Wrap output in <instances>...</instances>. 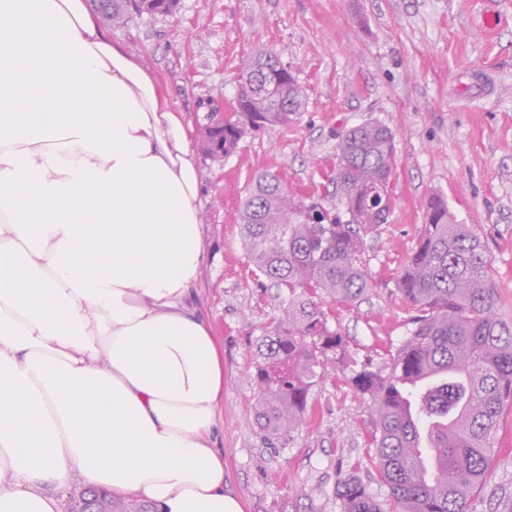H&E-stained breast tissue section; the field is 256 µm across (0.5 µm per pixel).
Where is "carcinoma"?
Masks as SVG:
<instances>
[{
  "instance_id": "obj_1",
  "label": "carcinoma",
  "mask_w": 512,
  "mask_h": 512,
  "mask_svg": "<svg viewBox=\"0 0 512 512\" xmlns=\"http://www.w3.org/2000/svg\"><path fill=\"white\" fill-rule=\"evenodd\" d=\"M89 2L113 28L145 13L139 0ZM249 66L236 110L224 113L226 158L250 132L287 127L305 108L303 87L274 52L256 50ZM275 79L281 91L265 93ZM336 150L332 183L343 214L284 194L276 171L261 174L241 201L247 262L286 301L257 342L253 423L269 441L290 435L304 422L327 365L337 364L367 401L371 445L394 512H467L486 484L498 421L512 407V320L499 312L485 244L469 225L456 223L441 197H430L418 244L395 280L414 312L411 328L388 370L357 363L322 299L354 304L371 291L365 238L391 213L394 134L365 121ZM337 496L342 512H385L355 475L339 478Z\"/></svg>"
}]
</instances>
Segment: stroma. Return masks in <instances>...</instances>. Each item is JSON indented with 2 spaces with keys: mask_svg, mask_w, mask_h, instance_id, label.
<instances>
[{
  "mask_svg": "<svg viewBox=\"0 0 512 512\" xmlns=\"http://www.w3.org/2000/svg\"><path fill=\"white\" fill-rule=\"evenodd\" d=\"M113 40L155 71L193 128L232 103L253 51L295 68L307 103L298 121L247 136L217 164L198 158L206 262L193 303L224 347L221 416L225 479L245 512H341L342 474L388 503L366 404L341 369L326 370L304 423L268 445L252 425L254 349L283 313L279 290L257 280L241 244L238 209L255 178L279 172L291 194L339 210L330 175L336 145L368 120L396 144L393 207L365 259L373 287L323 308L352 356L386 367L411 316L395 279L437 193L481 236L500 309L512 318V0H180L172 16L142 15ZM488 480L469 512H512V411L496 431Z\"/></svg>",
  "mask_w": 512,
  "mask_h": 512,
  "instance_id": "obj_1",
  "label": "stroma"
}]
</instances>
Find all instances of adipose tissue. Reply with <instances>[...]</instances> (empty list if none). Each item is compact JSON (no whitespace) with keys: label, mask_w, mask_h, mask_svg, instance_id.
Masks as SVG:
<instances>
[{"label":"adipose tissue","mask_w":512,"mask_h":512,"mask_svg":"<svg viewBox=\"0 0 512 512\" xmlns=\"http://www.w3.org/2000/svg\"><path fill=\"white\" fill-rule=\"evenodd\" d=\"M191 133L85 0H0V512H243ZM82 488V486H74L68 493L67 508L65 506L63 511L65 512H152L151 507L143 502L137 501H113L111 498L106 496H99L97 500H93L91 497L98 492H108L105 489H92L85 488L88 492H83L82 495L91 498L87 499L80 495L75 497L73 493L74 489ZM112 495V493H110Z\"/></svg>","instance_id":"1"}]
</instances>
